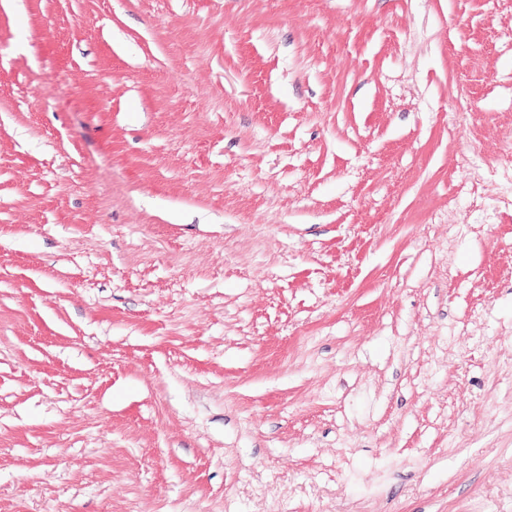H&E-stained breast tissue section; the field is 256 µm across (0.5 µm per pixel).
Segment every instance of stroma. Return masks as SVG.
<instances>
[{"label":"stroma","mask_w":512,"mask_h":512,"mask_svg":"<svg viewBox=\"0 0 512 512\" xmlns=\"http://www.w3.org/2000/svg\"><path fill=\"white\" fill-rule=\"evenodd\" d=\"M512 0L0 5V512H512Z\"/></svg>","instance_id":"obj_1"}]
</instances>
